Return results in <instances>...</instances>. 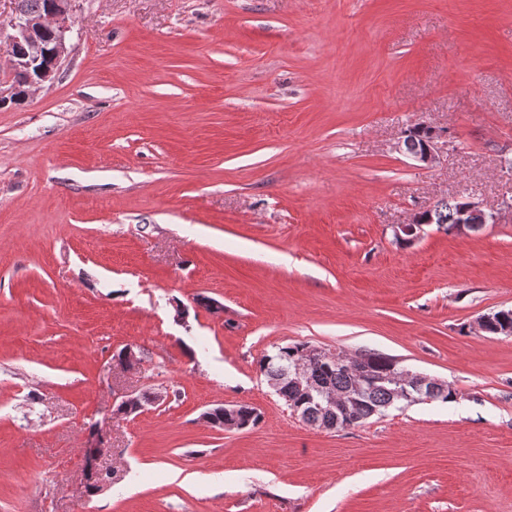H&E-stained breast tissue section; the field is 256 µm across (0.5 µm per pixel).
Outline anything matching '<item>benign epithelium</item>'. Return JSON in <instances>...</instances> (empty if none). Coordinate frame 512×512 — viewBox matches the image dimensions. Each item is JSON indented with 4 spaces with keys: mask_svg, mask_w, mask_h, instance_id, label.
<instances>
[{
    "mask_svg": "<svg viewBox=\"0 0 512 512\" xmlns=\"http://www.w3.org/2000/svg\"><path fill=\"white\" fill-rule=\"evenodd\" d=\"M73 0H49L39 13L28 12L22 0H10L11 10L0 21V69L16 79L0 83V106L5 107L20 97L55 80L68 55V32L71 29ZM497 216L482 203L467 199L455 216L451 232L469 233L474 224H494ZM104 451L93 440L86 451L88 473L98 471L97 461Z\"/></svg>",
    "mask_w": 512,
    "mask_h": 512,
    "instance_id": "1",
    "label": "benign epithelium"
}]
</instances>
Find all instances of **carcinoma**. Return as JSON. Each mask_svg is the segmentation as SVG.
<instances>
[{
  "label": "carcinoma",
  "mask_w": 512,
  "mask_h": 512,
  "mask_svg": "<svg viewBox=\"0 0 512 512\" xmlns=\"http://www.w3.org/2000/svg\"><path fill=\"white\" fill-rule=\"evenodd\" d=\"M422 145L421 132L413 127L404 131L403 147L413 154ZM460 201L443 199L434 205L433 223H454ZM310 344L295 343L277 348L275 354L265 355L259 361V370L273 383L275 391L286 401H292L291 411L305 423L325 430L360 426L375 415L390 408H399L423 398L448 401L453 390L443 382L434 387L425 386L424 395L399 378L403 366L390 355L369 352L355 358L342 355L316 357L307 361V383L298 388L290 374L295 361L303 358ZM216 422L227 429L255 426L259 413L241 406L235 414L226 415L221 408L213 409Z\"/></svg>",
  "instance_id": "obj_1"
}]
</instances>
